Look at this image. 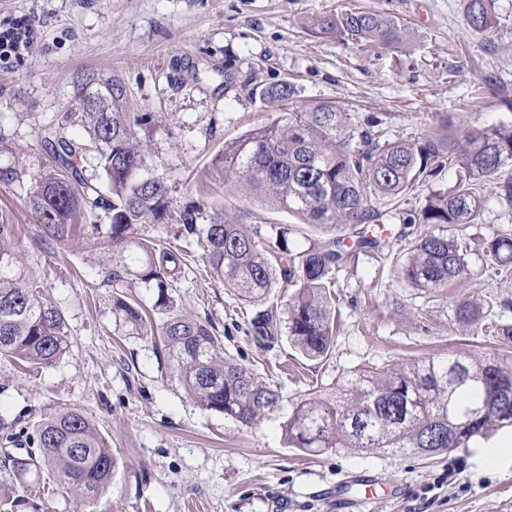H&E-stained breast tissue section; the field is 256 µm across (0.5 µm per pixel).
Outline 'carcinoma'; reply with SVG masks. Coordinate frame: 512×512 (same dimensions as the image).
Returning a JSON list of instances; mask_svg holds the SVG:
<instances>
[{
    "label": "carcinoma",
    "mask_w": 512,
    "mask_h": 512,
    "mask_svg": "<svg viewBox=\"0 0 512 512\" xmlns=\"http://www.w3.org/2000/svg\"><path fill=\"white\" fill-rule=\"evenodd\" d=\"M493 0H466V20L477 31L496 24ZM326 37L398 48L404 31L391 18L370 12H326L312 20ZM295 87L281 82L262 98L287 103ZM146 116L131 111L122 79L80 76L78 94L65 123L78 125L85 139L64 126L44 129L51 168L34 178L26 206L42 237L59 246L85 233V215L98 209L109 224L92 225L86 244L116 252L121 270L112 273V313L129 332L163 337L173 374L199 405L244 426L274 407L278 393L224 352L208 322L191 316L168 293L184 273L185 258L161 243L135 236L137 225L169 216L166 183L146 173V149L137 127ZM93 161L104 187L89 184L81 162ZM512 163V130L474 128L457 138L429 132L413 141H391L373 126H357L332 102L311 104L256 126L216 154L212 170L224 190L256 196L286 210L325 234L302 251L290 247L292 229L273 224L274 245L261 230L236 216L218 214L198 225L197 209L177 214L176 222L196 236L208 271L240 301L255 307L251 335L272 342L287 333L292 346L310 360L333 352L336 305L330 288L336 272L362 256L383 251V211L378 205L404 195L441 167L457 170L455 185L436 192L417 214L402 217L398 238L407 241L396 258L397 278L422 292H438L461 280L467 262L448 228L476 224L485 189ZM415 224L427 229L416 235ZM486 256L512 268V228L500 227L485 239ZM293 289L285 311L262 309L272 288ZM157 288L159 329L132 298V288ZM40 280L27 270L13 242L12 225L0 224V358L19 366L50 365L70 345L61 310L43 297ZM456 319L481 324L480 309L466 301ZM512 426V367L466 355L426 358L398 367L371 368L346 375L307 394L284 425L288 447L306 455L328 450L412 453L432 458L453 446L466 448L474 437ZM33 443L41 448L9 457L12 478L25 480L45 468L86 500L109 486L117 460L95 423L79 408L66 407L43 417Z\"/></svg>",
    "instance_id": "carcinoma-1"
}]
</instances>
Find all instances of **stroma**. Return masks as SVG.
Returning a JSON list of instances; mask_svg holds the SVG:
<instances>
[{"label":"stroma","instance_id":"stroma-1","mask_svg":"<svg viewBox=\"0 0 512 512\" xmlns=\"http://www.w3.org/2000/svg\"><path fill=\"white\" fill-rule=\"evenodd\" d=\"M466 0H0V31L25 26L28 41L0 53V166L22 181L0 182V222L12 225L42 292L64 314L69 350L55 363L19 369L0 360V416L26 444L45 414L80 408L99 427L118 465L108 491L86 512H512V452L486 466L478 437L468 447L425 459L409 454L289 448L282 431L304 395L343 374L464 352L512 365V337L459 323L455 303L479 306L483 320L512 327V271L487 260L483 239L512 226V206L488 193L478 224L460 241L467 271L457 285L424 293L399 281L390 260L361 258L336 274V340L331 358L310 361L288 340L267 347L247 332L250 307L211 278L194 236L181 225L141 224L138 237L185 254L188 271L172 293L211 322L224 349L280 394L252 427L202 409L172 377L160 340L115 325L108 274L112 254L82 239L60 247L42 241L26 208L31 180L50 165L45 127L61 123L86 72L123 78L135 111L146 165L163 178L173 209L198 208L199 223L223 211L243 223L295 224L288 212L224 191L208 170L226 141L276 120L283 109L316 102L345 107L353 121L375 115L397 141L414 140L435 122L449 134L512 126V0H494V31L465 20ZM332 10L367 11L404 28L399 50L366 48L311 33L309 19ZM249 82L255 97L240 87ZM288 81V104L259 93ZM300 251L321 232L295 224ZM454 471L451 483L437 478ZM398 487L356 504L339 485L357 473ZM38 488L0 485V512H73L76 496L54 474Z\"/></svg>","mask_w":512,"mask_h":512}]
</instances>
